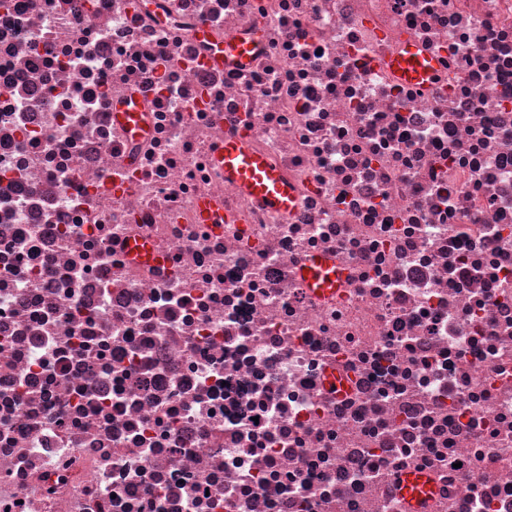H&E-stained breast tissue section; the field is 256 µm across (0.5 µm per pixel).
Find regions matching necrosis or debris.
Wrapping results in <instances>:
<instances>
[{
	"label": "necrosis or debris",
	"instance_id": "4bbe7bcc",
	"mask_svg": "<svg viewBox=\"0 0 512 512\" xmlns=\"http://www.w3.org/2000/svg\"><path fill=\"white\" fill-rule=\"evenodd\" d=\"M411 469L512 512V0H0V512H410ZM253 48L254 44L251 41L227 37L224 39V45L216 53L213 63L224 64V67L246 65L250 61ZM404 42L405 52L391 60V70L407 83L420 87L429 86L438 79L437 66L421 55L411 43ZM214 159L224 173V181L248 197L283 215L294 207V196L288 185L262 156L242 141L224 139L215 150ZM299 276L306 288L319 296L337 292L345 273L327 256L316 254L307 258L299 269Z\"/></svg>",
	"mask_w": 512,
	"mask_h": 512
}]
</instances>
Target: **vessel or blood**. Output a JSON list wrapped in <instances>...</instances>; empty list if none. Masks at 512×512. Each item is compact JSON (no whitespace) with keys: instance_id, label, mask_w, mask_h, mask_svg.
Here are the masks:
<instances>
[{"instance_id":"1","label":"vessel or blood","mask_w":512,"mask_h":512,"mask_svg":"<svg viewBox=\"0 0 512 512\" xmlns=\"http://www.w3.org/2000/svg\"><path fill=\"white\" fill-rule=\"evenodd\" d=\"M253 48V42L225 38L214 62L227 67L246 65ZM390 67L399 79L421 87L429 86L439 76L437 66L410 44L406 45L404 53L391 60ZM214 159L229 185L273 211L285 215L292 210L295 200L287 184L262 156L251 151L242 141L225 140L215 150ZM299 276L306 288L323 297L336 293L345 279L344 272L335 262L320 254L310 256L303 262ZM400 490L410 502L413 512H425L431 484L423 473H406L401 480Z\"/></svg>"}]
</instances>
